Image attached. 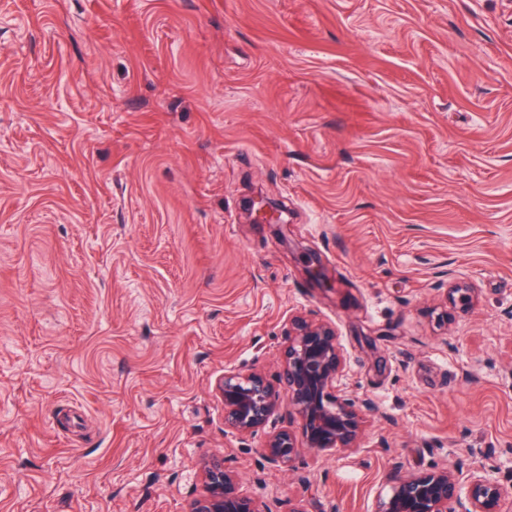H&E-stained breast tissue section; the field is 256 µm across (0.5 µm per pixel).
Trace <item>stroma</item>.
I'll return each mask as SVG.
<instances>
[{"label":"stroma","instance_id":"35a3bbf8","mask_svg":"<svg viewBox=\"0 0 512 512\" xmlns=\"http://www.w3.org/2000/svg\"><path fill=\"white\" fill-rule=\"evenodd\" d=\"M295 315L369 424L288 469L215 384ZM476 451L512 504V0H0V512H184L212 456L377 512Z\"/></svg>","mask_w":512,"mask_h":512}]
</instances>
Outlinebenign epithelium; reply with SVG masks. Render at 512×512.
Wrapping results in <instances>:
<instances>
[{"instance_id":"benign-epithelium-1","label":"benign epithelium","mask_w":512,"mask_h":512,"mask_svg":"<svg viewBox=\"0 0 512 512\" xmlns=\"http://www.w3.org/2000/svg\"><path fill=\"white\" fill-rule=\"evenodd\" d=\"M286 336L281 381L288 415L299 419L307 447L323 453L354 447L366 420L342 388L345 363L335 328L295 316ZM216 389L224 400V426L241 434L264 428L280 399L277 387L255 372L226 373ZM297 452L287 429L273 432L264 448L266 460L275 465H291ZM497 472V466L479 459L464 479L455 467L400 476L378 512H502ZM202 483V495L186 512H273L270 505L241 493L236 475L222 459L204 463Z\"/></svg>"}]
</instances>
